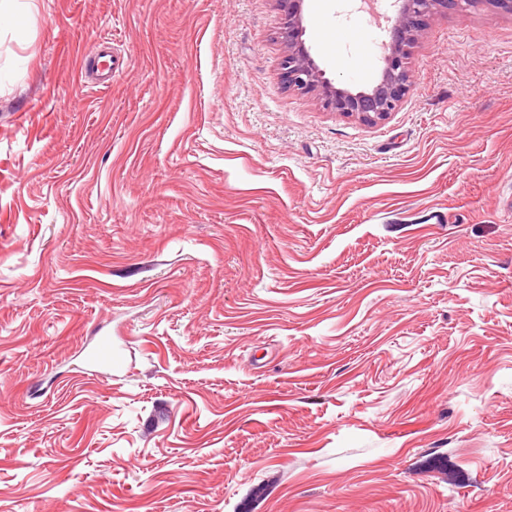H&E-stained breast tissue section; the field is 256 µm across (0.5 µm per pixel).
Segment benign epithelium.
Segmentation results:
<instances>
[{
  "mask_svg": "<svg viewBox=\"0 0 512 512\" xmlns=\"http://www.w3.org/2000/svg\"><path fill=\"white\" fill-rule=\"evenodd\" d=\"M286 17L281 32L284 45L281 78L289 89L315 93L323 105L343 114L376 124L396 111L410 86L407 66L411 45L424 36L425 21L441 8L456 7L460 11L478 0H396L398 10L389 29L390 39L384 44V67L377 82L367 89H355L334 83L326 77L306 45L303 36L304 0H275Z\"/></svg>",
  "mask_w": 512,
  "mask_h": 512,
  "instance_id": "benign-epithelium-1",
  "label": "benign epithelium"
}]
</instances>
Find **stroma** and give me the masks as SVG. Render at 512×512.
Returning a JSON list of instances; mask_svg holds the SVG:
<instances>
[{"label":"stroma","instance_id":"1","mask_svg":"<svg viewBox=\"0 0 512 512\" xmlns=\"http://www.w3.org/2000/svg\"><path fill=\"white\" fill-rule=\"evenodd\" d=\"M359 5L303 13L363 89ZM283 24L0 18V512H512V10L441 9L375 125L284 88Z\"/></svg>","mask_w":512,"mask_h":512}]
</instances>
